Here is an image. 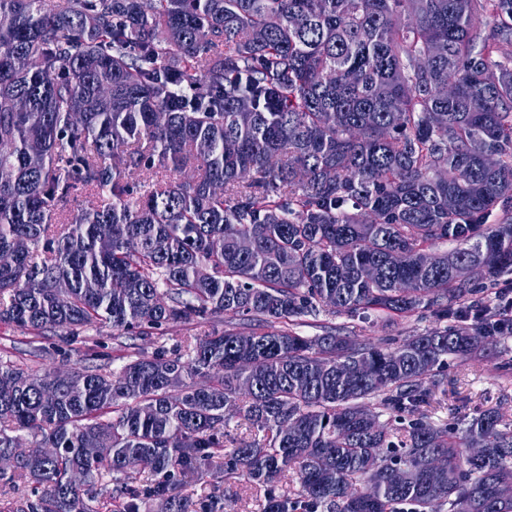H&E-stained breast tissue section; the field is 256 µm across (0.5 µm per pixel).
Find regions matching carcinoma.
<instances>
[{
	"label": "carcinoma",
	"mask_w": 512,
	"mask_h": 512,
	"mask_svg": "<svg viewBox=\"0 0 512 512\" xmlns=\"http://www.w3.org/2000/svg\"><path fill=\"white\" fill-rule=\"evenodd\" d=\"M0 253L30 357L203 329L117 370L99 340L64 381L0 358V456L41 449L0 470L12 512H220L182 490L203 468L263 512H512V427L423 411L512 337V0H0ZM419 310L396 345L297 331ZM110 333H112L111 328L101 327V325L99 324L89 327L84 333V336L80 337L71 346L66 347L67 349H72V351H69L71 355V360L73 361L74 359H76V354L78 353V351L84 352L88 348H95V341L97 339H100V336H108Z\"/></svg>",
	"instance_id": "1"
}]
</instances>
